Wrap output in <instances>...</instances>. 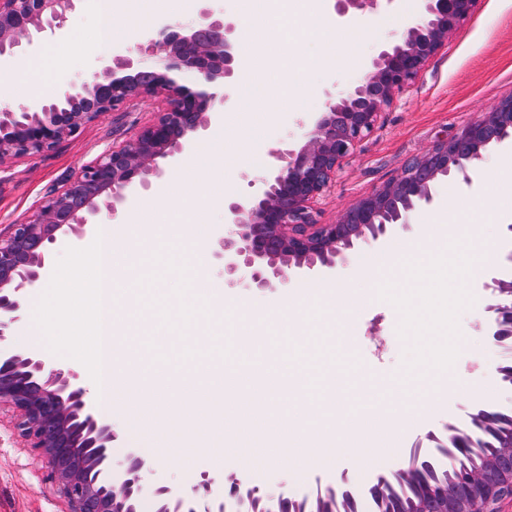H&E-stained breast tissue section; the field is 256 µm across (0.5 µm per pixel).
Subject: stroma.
<instances>
[{
    "instance_id": "obj_1",
    "label": "stroma",
    "mask_w": 512,
    "mask_h": 512,
    "mask_svg": "<svg viewBox=\"0 0 512 512\" xmlns=\"http://www.w3.org/2000/svg\"><path fill=\"white\" fill-rule=\"evenodd\" d=\"M333 0H319L318 14L336 38L335 70L320 67L323 52L321 38H314L296 53L299 61L309 64L308 95L311 110L319 111L325 92L330 88L345 90L361 80L379 48L397 37L406 24L417 15L416 0H390L380 17L381 28L350 39L346 23L336 21ZM96 27L94 15L86 0L70 16L61 33L35 43L18 57V64L37 71L33 81L21 80L16 93L24 103L42 95L65 89L70 82L95 67L100 57L93 43ZM512 95V0H478L470 18L450 37L443 50L420 74L416 82L401 94L382 116L378 129L358 146L346 160L328 194L318 204L320 223L336 219L339 211L395 177L403 166L439 139L452 135L462 124L478 118L500 98ZM161 104L147 101L136 109L114 111L88 125L75 139L61 143L43 155L22 157L0 168V229L26 220L36 205L56 191L79 166L105 150L125 144L141 127L151 122ZM307 114L293 107L281 108L277 118L263 135L257 149L246 153L233 173L232 189L224 187V166L213 158L206 163L205 180L198 186L191 206L211 214L195 247L203 256L205 272L216 284L224 278L213 258L217 242L224 232V195L239 196L249 190L250 181L264 176L273 164L274 150L296 143L302 136ZM204 132L183 153L174 157L166 174L155 180L151 190H132L125 207L126 214L139 211L146 202L159 200L163 186H174L198 157L203 140L211 139ZM512 158V148L496 150L485 158L482 170L472 188L453 182H442L436 189L435 203L414 217V226L406 237L419 239L420 224L442 219L449 198L471 200L477 195L494 199L496 206L486 209L480 220V232L494 251L493 263L512 266V239L504 233L505 222L496 209L512 208V179L505 163ZM484 275L472 273L468 287L475 299L459 316L463 336L461 352L452 368L455 377L465 381L487 382L492 398L512 404V391L501 389L494 370L501 353L483 331L482 299ZM399 314L387 301L372 298L351 316L342 320L343 331L334 336L337 359H328L323 369L330 392L348 402L375 396L388 387L404 370L405 344L397 327ZM308 353L291 356L290 373L275 372L270 362L249 361L244 371L250 372L249 390L256 392L260 405L254 413H262L263 401L275 407L289 408L304 398L303 380L310 364ZM470 400L464 393L449 392L432 413L418 421H406L402 428V444H409L417 435L440 427L459 413ZM121 434L114 462H121L128 449H139L144 457L154 459V467L145 475L146 487L157 484L174 485L191 490L202 473L210 472L209 463L180 453L161 449L139 429L117 423ZM62 498L42 483V471L28 449L19 447L12 430L0 425V512H65Z\"/></svg>"
}]
</instances>
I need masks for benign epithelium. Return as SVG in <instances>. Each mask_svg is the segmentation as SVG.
<instances>
[{"mask_svg": "<svg viewBox=\"0 0 512 512\" xmlns=\"http://www.w3.org/2000/svg\"><path fill=\"white\" fill-rule=\"evenodd\" d=\"M79 0H0V65L17 58L37 34L64 28ZM202 0L189 25L168 23L142 38L134 54L100 60L62 92L17 109L0 106V167L35 157L79 135L107 112L158 99L164 108L124 145L81 165L31 217L0 231V424L41 464L46 484L65 512H144L145 460L130 449L119 468L112 448L120 435L97 409L79 372L41 353L12 349L8 336L30 292L43 286L49 255L62 235L82 240L104 207L119 214L127 192L148 187L167 161L211 124L215 101L226 102L238 71L237 22ZM382 0H335L339 17L376 11ZM477 0H420V16L401 37L382 46L366 76L345 92L325 91L301 143L274 155L277 164L245 196L224 201L229 229L214 258L231 287L285 289L297 277L324 276L360 246L411 229L415 211L435 202L436 187L453 179L473 182L492 147L512 144V95L437 140L401 172L342 210L330 224L316 219V204L382 114L409 89ZM484 332L512 351V278L487 272ZM493 439L492 453L485 451ZM298 497L248 484L235 471L205 478L189 493L155 487L151 512H358L389 503V512H503L512 503V406L472 399L441 430L420 434L403 449L402 465L388 476L360 482L347 467L318 480Z\"/></svg>", "mask_w": 512, "mask_h": 512, "instance_id": "7a95c632", "label": "benign epithelium"}]
</instances>
